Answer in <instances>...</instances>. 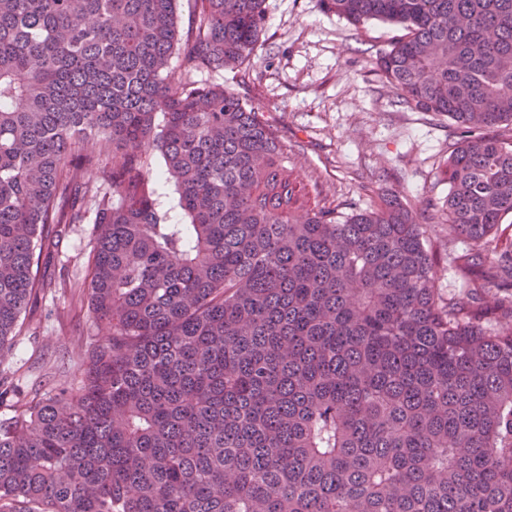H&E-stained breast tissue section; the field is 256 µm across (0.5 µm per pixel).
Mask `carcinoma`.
Masks as SVG:
<instances>
[{"label":"carcinoma","mask_w":512,"mask_h":512,"mask_svg":"<svg viewBox=\"0 0 512 512\" xmlns=\"http://www.w3.org/2000/svg\"><path fill=\"white\" fill-rule=\"evenodd\" d=\"M0 0V351L81 217L91 136L90 337L78 383L0 421V512H512V239L494 307L444 303L393 193L313 205L259 109L175 77L250 63L265 0ZM403 34L399 103L459 128L441 220L476 247L512 214V0H317ZM158 150L185 222L158 209ZM85 149L93 152L98 159V168L92 169L84 174L82 182V194H85L87 207L90 206L91 199H94L101 185L100 170L103 168H112V145H108L97 139L90 140L85 144Z\"/></svg>","instance_id":"obj_1"}]
</instances>
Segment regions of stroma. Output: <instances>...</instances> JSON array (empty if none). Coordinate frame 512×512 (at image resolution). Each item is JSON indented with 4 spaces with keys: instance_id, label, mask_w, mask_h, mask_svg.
Listing matches in <instances>:
<instances>
[{
    "instance_id": "35a3bbf8",
    "label": "stroma",
    "mask_w": 512,
    "mask_h": 512,
    "mask_svg": "<svg viewBox=\"0 0 512 512\" xmlns=\"http://www.w3.org/2000/svg\"><path fill=\"white\" fill-rule=\"evenodd\" d=\"M265 10L266 30L249 73L227 68L200 76V83L223 84L263 112L288 144V168L322 204L349 214L383 190L399 191L428 229L438 294L462 298L461 266L472 246L436 222L433 209L448 192L440 172L458 128L448 116L399 104L397 90L377 71V55L400 29L375 20L353 28L316 0H265ZM93 229L88 218L67 225L42 260L43 286L0 357L8 388L0 420L35 391L79 381L86 343L107 331L89 313Z\"/></svg>"
}]
</instances>
